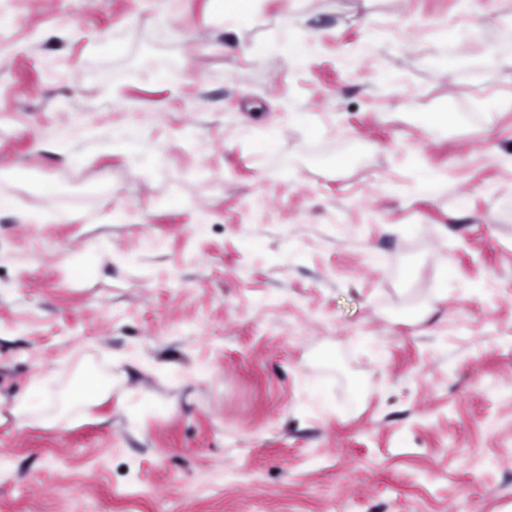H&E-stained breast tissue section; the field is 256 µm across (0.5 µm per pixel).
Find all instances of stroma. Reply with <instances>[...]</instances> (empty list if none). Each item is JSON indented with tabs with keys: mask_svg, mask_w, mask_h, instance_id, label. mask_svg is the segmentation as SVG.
I'll return each mask as SVG.
<instances>
[{
	"mask_svg": "<svg viewBox=\"0 0 512 512\" xmlns=\"http://www.w3.org/2000/svg\"><path fill=\"white\" fill-rule=\"evenodd\" d=\"M508 21L0 0V397L48 376L63 418L0 422V512H512V67L460 82L444 38Z\"/></svg>",
	"mask_w": 512,
	"mask_h": 512,
	"instance_id": "35a3bbf8",
	"label": "stroma"
}]
</instances>
